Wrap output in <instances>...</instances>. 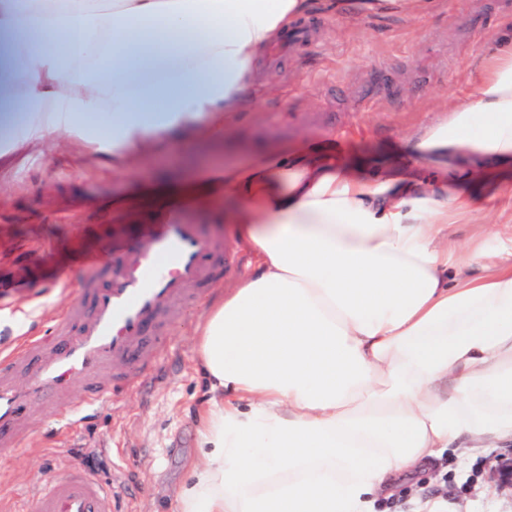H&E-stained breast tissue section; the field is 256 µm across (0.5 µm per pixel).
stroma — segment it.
Wrapping results in <instances>:
<instances>
[{"label": "stroma", "mask_w": 512, "mask_h": 512, "mask_svg": "<svg viewBox=\"0 0 512 512\" xmlns=\"http://www.w3.org/2000/svg\"><path fill=\"white\" fill-rule=\"evenodd\" d=\"M506 18H512V0H434L423 15L399 8L361 16L315 13L307 43L283 56L273 47L261 54L232 136L172 142L131 174L113 170L108 160L90 161L84 148L61 137L56 148L0 171V346L11 342L14 308L32 307L29 332L52 323L85 275L82 254L99 250L103 234L142 241L155 215L151 198L165 185L190 177L206 182L224 168L300 149L340 162L361 158L372 173L426 177L431 166L415 156L411 134L472 92L473 63L496 47ZM481 192L469 212L449 223V240L481 244L491 225L512 227V171ZM181 205L205 226L222 229L237 259L222 287L233 288L251 262L224 221L233 202L214 193ZM62 271L70 289L47 292ZM203 316L200 305L185 312L158 372L140 391L102 403L66 433L36 420L21 447L0 451V496L15 512H29L48 482L84 465L117 480L132 473L121 488L125 512H174L173 489L185 460L197 453L195 411L208 397L195 363ZM503 454L478 448L460 461L444 453L415 484L380 501L378 512H412L419 496L444 498L455 512H512V494L499 492L492 479Z\"/></svg>", "instance_id": "35a3bbf8"}]
</instances>
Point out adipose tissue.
I'll return each mask as SVG.
<instances>
[{"label": "adipose tissue", "instance_id": "obj_1", "mask_svg": "<svg viewBox=\"0 0 512 512\" xmlns=\"http://www.w3.org/2000/svg\"><path fill=\"white\" fill-rule=\"evenodd\" d=\"M389 0H0V122L12 149L64 130L138 169L174 133L232 131L260 52L315 11ZM472 93L413 147L425 181L296 153L224 171L250 273L209 307L211 396L175 512H373L445 451L512 445V243L448 241L512 166V19Z\"/></svg>", "mask_w": 512, "mask_h": 512}]
</instances>
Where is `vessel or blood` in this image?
I'll use <instances>...</instances> for the list:
<instances>
[{"mask_svg": "<svg viewBox=\"0 0 512 512\" xmlns=\"http://www.w3.org/2000/svg\"><path fill=\"white\" fill-rule=\"evenodd\" d=\"M84 263L77 298L62 304L50 333L0 350L1 448L20 447L35 415L73 425L139 388L158 369L173 325L235 258L218 232L168 206L143 244L111 237ZM32 512L123 510L109 483L83 467L43 489Z\"/></svg>", "mask_w": 512, "mask_h": 512, "instance_id": "1", "label": "vessel or blood"}]
</instances>
